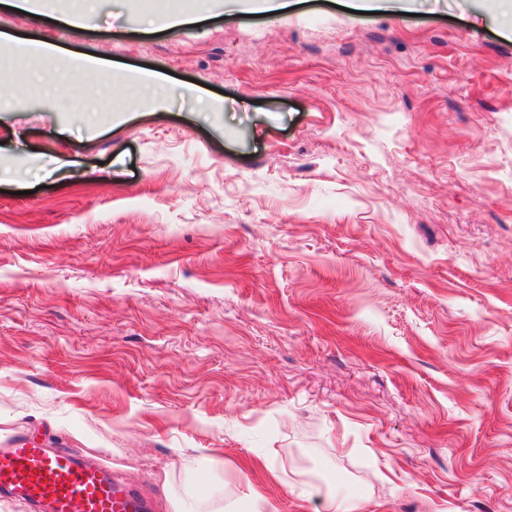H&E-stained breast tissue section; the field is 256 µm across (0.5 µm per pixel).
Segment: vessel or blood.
I'll return each mask as SVG.
<instances>
[{"label":"vessel or blood","instance_id":"vessel-or-blood-1","mask_svg":"<svg viewBox=\"0 0 512 512\" xmlns=\"http://www.w3.org/2000/svg\"><path fill=\"white\" fill-rule=\"evenodd\" d=\"M0 495L32 512H145L141 494L105 467L25 437L0 448Z\"/></svg>","mask_w":512,"mask_h":512}]
</instances>
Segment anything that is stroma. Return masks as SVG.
I'll return each instance as SVG.
<instances>
[{"mask_svg":"<svg viewBox=\"0 0 512 512\" xmlns=\"http://www.w3.org/2000/svg\"><path fill=\"white\" fill-rule=\"evenodd\" d=\"M347 4L113 0L78 32L0 8V48L57 46L0 100V446L151 512L207 486L322 512L296 480L512 512V27L499 0Z\"/></svg>","mask_w":512,"mask_h":512,"instance_id":"1","label":"stroma"}]
</instances>
